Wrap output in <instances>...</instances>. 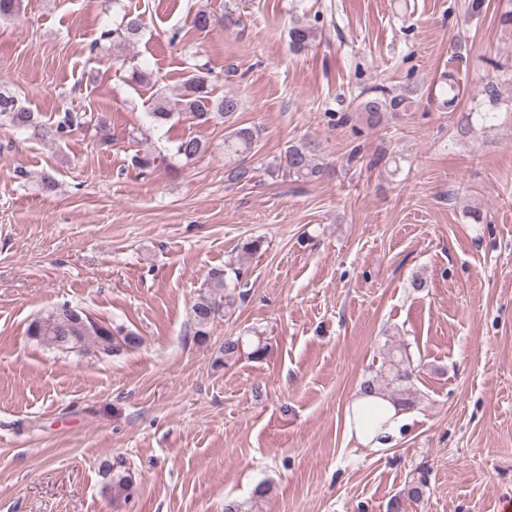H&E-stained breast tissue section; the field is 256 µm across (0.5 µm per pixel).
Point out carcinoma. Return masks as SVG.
I'll return each instance as SVG.
<instances>
[{
    "label": "carcinoma",
    "instance_id": "obj_1",
    "mask_svg": "<svg viewBox=\"0 0 512 512\" xmlns=\"http://www.w3.org/2000/svg\"><path fill=\"white\" fill-rule=\"evenodd\" d=\"M144 28V21L139 15L123 13L119 23L103 31L102 37L114 44H130L135 42ZM316 38L315 28L300 19L294 22L290 30L291 46L296 51L306 48ZM404 94L392 97L376 96L360 103V112L370 125H379L388 115L406 106ZM240 110V101L234 95H216L212 88V72L209 68L198 65L184 80L183 89L172 98L155 101L149 112L157 124H163L178 116L195 126H202L214 120L227 122ZM0 122L8 123L20 129L32 128L41 136L52 139L63 138L75 127L94 125L102 133V139L111 140L109 123L106 116L78 115L66 112L57 125L44 127L36 121L34 113L19 104L18 99L0 90ZM261 135L257 126H237L224 135V160L228 165V178L234 184H248L255 178L256 168L250 163ZM205 150V143L191 133L179 137L175 141L174 154L191 160ZM319 145L313 140H304L287 147L274 170L285 176L294 175L301 178L319 177L321 167L314 163ZM164 157L146 153L132 157V165L145 172L160 166ZM226 270L213 268L208 274L206 291L200 295L192 306V325L194 336L200 342L207 340L209 329L219 316L235 311L238 301L244 294L235 289L227 288ZM29 335L40 343L57 350L70 352L80 349L89 341L99 351L111 354L121 346L133 347L138 344L136 333L118 326L112 328L93 320L88 315L69 306H63L31 323ZM414 369L411 368L406 352L396 349L388 356L379 371L362 384L363 393L381 395L399 407L411 404V386ZM100 473L103 489L112 493V498H128L133 490L132 469L127 461L119 458L110 463H102ZM427 478L425 474L412 480L405 489V496L410 501L423 498Z\"/></svg>",
    "mask_w": 512,
    "mask_h": 512
}]
</instances>
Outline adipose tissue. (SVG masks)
Instances as JSON below:
<instances>
[{"mask_svg": "<svg viewBox=\"0 0 512 512\" xmlns=\"http://www.w3.org/2000/svg\"><path fill=\"white\" fill-rule=\"evenodd\" d=\"M404 423L402 409L379 395L356 396L343 417L345 434L374 452L388 448L399 436Z\"/></svg>", "mask_w": 512, "mask_h": 512, "instance_id": "ef3b65f1", "label": "adipose tissue"}]
</instances>
